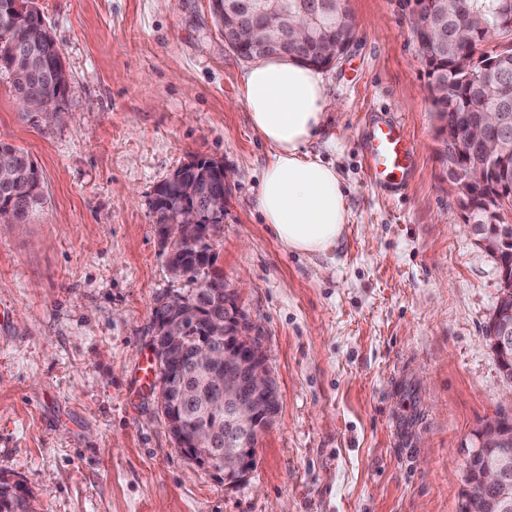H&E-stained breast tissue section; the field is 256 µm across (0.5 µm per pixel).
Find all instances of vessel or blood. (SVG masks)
<instances>
[{
    "mask_svg": "<svg viewBox=\"0 0 512 512\" xmlns=\"http://www.w3.org/2000/svg\"><path fill=\"white\" fill-rule=\"evenodd\" d=\"M364 146L373 181L391 192L404 189L417 160L402 124L389 118L371 120Z\"/></svg>",
    "mask_w": 512,
    "mask_h": 512,
    "instance_id": "obj_1",
    "label": "vessel or blood"
}]
</instances>
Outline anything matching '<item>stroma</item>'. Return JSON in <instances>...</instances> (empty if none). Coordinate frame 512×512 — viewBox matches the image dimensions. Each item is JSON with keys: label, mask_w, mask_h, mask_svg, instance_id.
<instances>
[{"label": "stroma", "mask_w": 512, "mask_h": 512, "mask_svg": "<svg viewBox=\"0 0 512 512\" xmlns=\"http://www.w3.org/2000/svg\"><path fill=\"white\" fill-rule=\"evenodd\" d=\"M411 3L349 0L356 39L320 72L336 107L308 151L351 191L344 233L313 255L262 221L272 148L211 0H35L67 94L61 116L23 113L0 70V142L28 152L46 197L0 224V476L38 512H458L512 381L486 337L499 264L441 155ZM373 114L398 118L416 154L394 195L368 172ZM196 157L231 173L214 267L260 325L280 395L237 484L177 449L138 375L157 299L189 287L159 243L155 189Z\"/></svg>", "instance_id": "35a3bbf8"}]
</instances>
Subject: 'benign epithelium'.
<instances>
[{"instance_id":"obj_1","label":"benign epithelium","mask_w":512,"mask_h":512,"mask_svg":"<svg viewBox=\"0 0 512 512\" xmlns=\"http://www.w3.org/2000/svg\"><path fill=\"white\" fill-rule=\"evenodd\" d=\"M254 7L267 14L265 26L246 32L242 26L222 27L224 43L236 52L243 42L249 43L262 58L288 53V44L301 47L314 37V27L326 21L336 11V0H256ZM409 27L416 41L437 40L445 45L452 42L462 50L458 63L465 57L473 37L467 28H458L453 35L448 29L433 21L419 6H414L408 18ZM322 58L330 66L342 59L347 51L334 41L325 43ZM487 112L483 125L470 128L461 136L452 137L455 155L466 143L474 142L485 158L494 163H507L512 157V115L501 112L497 104L507 96L496 76H488L483 85ZM216 179H206L200 185L182 186L173 224L157 227V237L168 247L169 260L175 259V242L186 240L191 244L209 242L207 223L217 213L213 206L212 183L230 182V175L220 162L212 164ZM503 187L498 203L512 202V172L503 166L484 168L472 175L467 183L483 187L488 182ZM214 301L201 313L188 303L166 297L161 301L163 314L156 322L152 336L156 358L159 387L179 389L181 373L178 360L182 355L184 337L201 320H206V336L196 345V358L209 364V381L224 389V439L227 450L219 458L213 448L222 441L211 429L194 433L188 441L190 450L186 457L192 461L203 455L214 464V469L224 474V481L235 484L243 481L252 470L255 460L256 438L275 418L279 407L276 381L267 365L264 338L260 327L242 310L238 303L236 287L227 283L212 293ZM492 344L502 355L512 352V288L502 284L492 322ZM159 409L171 434H178L176 407L166 405L164 394H159ZM501 423L487 426L478 436L469 459L468 471L486 490L497 493L489 497L482 493L464 500L463 512H512V455L505 452L489 459L483 455L487 448H508L512 438L507 427L512 425V407L501 412Z\"/></svg>"}]
</instances>
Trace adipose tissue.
Segmentation results:
<instances>
[{
	"instance_id": "1",
	"label": "adipose tissue",
	"mask_w": 512,
	"mask_h": 512,
	"mask_svg": "<svg viewBox=\"0 0 512 512\" xmlns=\"http://www.w3.org/2000/svg\"><path fill=\"white\" fill-rule=\"evenodd\" d=\"M241 98L253 128L271 146L259 208L286 248L322 254L348 222V188L336 170L307 151L319 140L334 101L321 77L299 61L269 57L247 72Z\"/></svg>"
}]
</instances>
